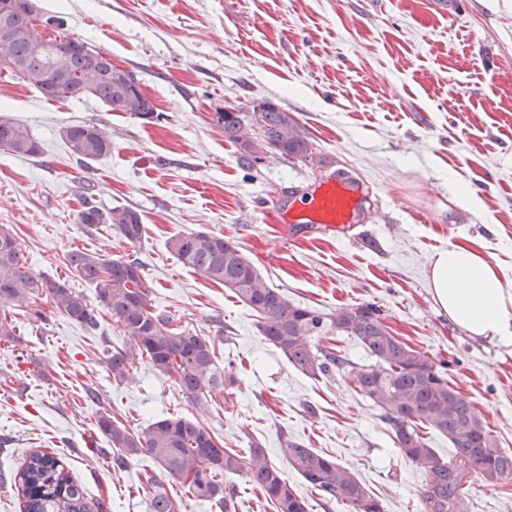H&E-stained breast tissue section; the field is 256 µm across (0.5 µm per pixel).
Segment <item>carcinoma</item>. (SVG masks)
Returning <instances> with one entry per match:
<instances>
[{
  "label": "carcinoma",
  "mask_w": 512,
  "mask_h": 512,
  "mask_svg": "<svg viewBox=\"0 0 512 512\" xmlns=\"http://www.w3.org/2000/svg\"><path fill=\"white\" fill-rule=\"evenodd\" d=\"M10 13L11 43L0 46V73L42 90L41 77L55 65L71 76L67 97L89 96L109 112H125L150 120L156 109L143 93L138 106L129 103V91L101 77L89 92L83 90L87 73L86 42L67 34L48 39L50 52H37L32 40L41 38L20 0ZM224 139L236 144L240 162L251 169L268 155L306 160L312 152L304 131L292 113L273 101L255 105L253 112L235 108L216 113ZM66 144L72 155L88 162L108 155L112 141L93 123L68 127ZM0 150L18 156H37L38 141L23 124L0 116ZM81 224H107L129 243L141 240L144 224L129 207L104 208L87 200L77 215ZM179 261L221 284L256 317V326L284 357L302 373L318 378L334 371L347 375L355 391L381 412L394 434L401 455L424 469L426 483L420 493L421 512H454L456 502L475 477L496 488L512 481V450L495 447L474 408L450 385L445 373L417 351L393 336L371 304L331 313L296 304L278 288L268 286L240 247L221 234L190 232L169 242ZM67 262L79 276L97 287L99 306L67 287L66 283L35 275L11 230L0 225V304L24 305L33 294H44L51 306L88 331L99 328L101 310L138 340L132 350H106L104 363L112 377L123 380L139 360L174 378L181 391L204 406L216 390L237 384L233 365L217 362L214 343L173 323L152 305L138 259L108 258L72 250ZM351 336L368 361L355 362L313 339ZM429 426L446 436L455 448L445 461L420 433ZM97 426L112 447V468L123 471L130 459L146 455L164 475L182 481L197 499L232 512L234 476L248 477L274 512H308V505L288 478L272 465L258 444L241 456L224 448L221 440L199 421L168 414L140 432H132L103 413ZM283 454L292 469L313 489L319 500L348 506L349 512H385L382 501L336 459L302 444L285 440ZM151 485L149 512H177L161 481ZM24 512H89L86 495L53 454L33 451L14 475Z\"/></svg>",
  "instance_id": "carcinoma-1"
}]
</instances>
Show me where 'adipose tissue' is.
<instances>
[{
	"label": "adipose tissue",
	"mask_w": 512,
	"mask_h": 512,
	"mask_svg": "<svg viewBox=\"0 0 512 512\" xmlns=\"http://www.w3.org/2000/svg\"><path fill=\"white\" fill-rule=\"evenodd\" d=\"M428 282L453 324L470 336L512 344V278L486 252L461 244L436 251Z\"/></svg>",
	"instance_id": "obj_1"
}]
</instances>
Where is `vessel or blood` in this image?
I'll list each match as a JSON object with an SVG mask.
<instances>
[{"label":"vessel or blood","mask_w":512,"mask_h":512,"mask_svg":"<svg viewBox=\"0 0 512 512\" xmlns=\"http://www.w3.org/2000/svg\"><path fill=\"white\" fill-rule=\"evenodd\" d=\"M357 209L353 186L339 179H329L305 203L299 221L337 228L352 223Z\"/></svg>","instance_id":"1"}]
</instances>
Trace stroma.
Masks as SVG:
<instances>
[{
	"label": "stroma",
	"mask_w": 512,
	"mask_h": 512,
	"mask_svg": "<svg viewBox=\"0 0 512 512\" xmlns=\"http://www.w3.org/2000/svg\"><path fill=\"white\" fill-rule=\"evenodd\" d=\"M69 35L136 72L158 113L147 121L109 112L90 97L49 101L0 75V115L25 125L38 156L0 150V225L35 275L66 282L88 302L94 284L66 264L74 249L133 257L157 310L210 337L232 365V394L207 409L174 380L138 361L109 375L107 348L135 340L109 314L89 332L36 295L5 306L15 327L0 336V471L35 450L57 454L93 512H148L149 457L111 467L100 412L132 431L169 413L202 421L226 448L265 449L306 499L323 507L281 451L289 439L353 471L385 512H420L424 471L405 460L379 410L338 374H303L257 330L252 311L222 285L185 267L172 237L206 231L234 240L265 281L289 299L333 311L369 303L391 334L444 367L498 447L512 448V345L475 339L436 308L431 255L456 243L512 270V0H38ZM271 100L287 108L312 145L309 161L243 167L215 116ZM95 123L110 154L84 163L62 131ZM350 182L356 223L266 224L262 203L290 214L328 176ZM474 189L469 208L460 191ZM131 207L145 226L128 243L109 225L79 223L85 200ZM456 512H512V483L473 482Z\"/></svg>",
	"instance_id": "1"
}]
</instances>
